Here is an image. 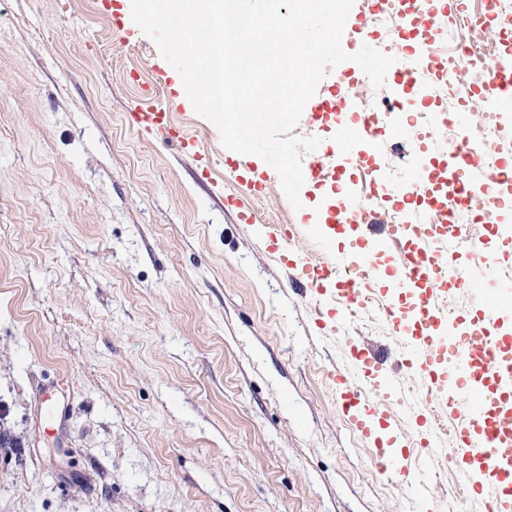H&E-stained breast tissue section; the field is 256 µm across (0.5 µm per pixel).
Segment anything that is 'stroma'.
Listing matches in <instances>:
<instances>
[{
	"instance_id": "stroma-1",
	"label": "stroma",
	"mask_w": 512,
	"mask_h": 512,
	"mask_svg": "<svg viewBox=\"0 0 512 512\" xmlns=\"http://www.w3.org/2000/svg\"><path fill=\"white\" fill-rule=\"evenodd\" d=\"M158 58L131 0H0V512H401L408 487L378 471L331 379L347 336L393 355L398 339L331 330L284 261L335 236L378 295L407 243L378 252L327 223L348 201L328 180L294 209L192 104L166 141L131 124L183 88ZM294 133L368 180L325 114ZM418 146L443 156L415 128L377 155L404 171ZM426 494L484 512L456 468Z\"/></svg>"
}]
</instances>
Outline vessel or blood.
<instances>
[{"label": "vessel or blood", "instance_id": "vessel-or-blood-1", "mask_svg": "<svg viewBox=\"0 0 512 512\" xmlns=\"http://www.w3.org/2000/svg\"><path fill=\"white\" fill-rule=\"evenodd\" d=\"M499 86L495 96L497 112L512 114V71L500 70L493 75ZM436 79V66L400 75L401 89L429 88ZM170 99L168 107L151 112H136V123L147 124L160 136L170 135L169 107L178 106ZM407 125L396 116L389 130L379 129L370 115H363L346 143L356 141L377 145L381 139L405 138ZM456 179L468 192L471 206H486L487 198L472 193L471 185L482 179H496L495 169H485L475 161L449 154ZM435 169L417 165L396 177L398 192L412 196L439 180ZM370 238L377 248L401 240L408 230L404 224L368 225ZM410 252L396 268L393 287L411 294L415 304L401 311L386 304L385 317L394 335L404 338L410 347L404 361L424 376L426 387L423 403L439 406L453 424L454 446L449 456L470 481L473 492H481L492 484L495 495L489 501L490 512H512V332L503 325H491L480 319L467 320L452 315L447 308L448 287L457 284L475 292L491 290L496 306L512 305V267H502L494 257H485L481 266L458 271L446 259L449 242L478 248L466 226H457L447 235L437 224H419ZM289 268L300 271L299 283L305 290L330 299L336 307L337 322H344L359 307L369 286L371 271L362 263L348 264L338 259L332 243H324L320 261L311 263L302 257L289 261ZM336 394L345 414L368 440H375L378 428L399 432L397 416L384 413L380 401L401 392L398 379L380 357L352 345L345 362L333 372ZM369 385L374 397H366L362 385ZM430 437L407 442L402 460L382 452L377 460L381 472L403 467L413 487L427 484L441 466L439 456L429 451Z\"/></svg>", "mask_w": 512, "mask_h": 512}]
</instances>
